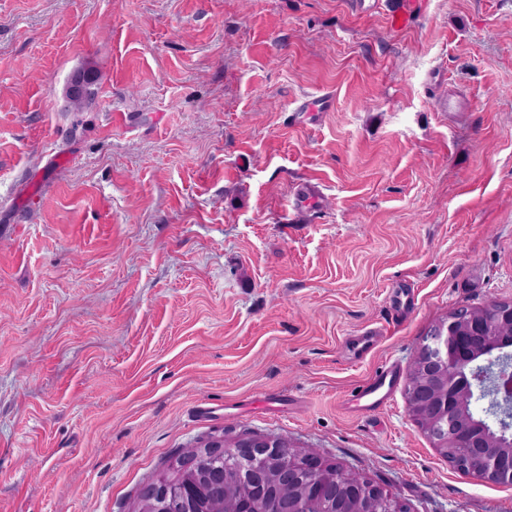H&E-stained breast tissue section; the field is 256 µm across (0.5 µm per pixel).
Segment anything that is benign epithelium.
<instances>
[{
	"label": "benign epithelium",
	"mask_w": 512,
	"mask_h": 512,
	"mask_svg": "<svg viewBox=\"0 0 512 512\" xmlns=\"http://www.w3.org/2000/svg\"><path fill=\"white\" fill-rule=\"evenodd\" d=\"M512 332V310L493 302L448 311L424 337L407 375L406 408L433 447L455 468L512 480V354L500 351ZM233 457L247 467L224 470L197 493H224L212 512H249L255 498H271L278 512H406L382 487L343 471L304 449L269 438L215 440L187 450L170 472L141 493L138 512H164L171 492L185 491L187 473L206 455Z\"/></svg>",
	"instance_id": "obj_1"
}]
</instances>
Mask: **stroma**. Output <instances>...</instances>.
<instances>
[{"instance_id": "1", "label": "stroma", "mask_w": 512, "mask_h": 512, "mask_svg": "<svg viewBox=\"0 0 512 512\" xmlns=\"http://www.w3.org/2000/svg\"><path fill=\"white\" fill-rule=\"evenodd\" d=\"M81 68L97 96L73 112ZM492 299L512 301V0H417L401 30L358 0H0V512H136L187 449L242 435L409 512H512L404 387L343 407ZM400 376V368L390 364L371 376L361 388L348 399L351 407L359 412L377 411L386 408Z\"/></svg>"}]
</instances>
